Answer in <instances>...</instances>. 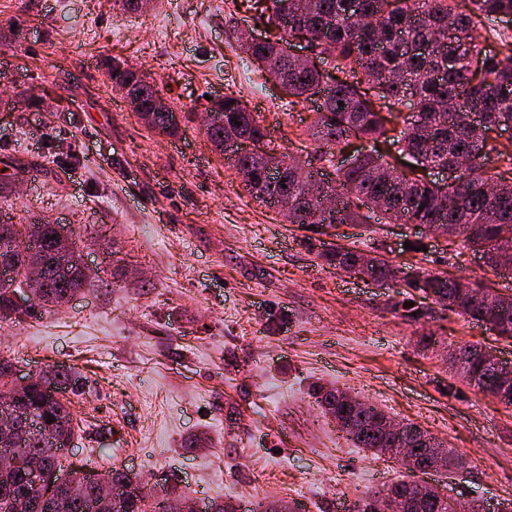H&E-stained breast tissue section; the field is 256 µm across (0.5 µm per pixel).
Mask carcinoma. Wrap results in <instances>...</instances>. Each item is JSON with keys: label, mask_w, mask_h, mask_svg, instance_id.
<instances>
[{"label": "carcinoma", "mask_w": 512, "mask_h": 512, "mask_svg": "<svg viewBox=\"0 0 512 512\" xmlns=\"http://www.w3.org/2000/svg\"><path fill=\"white\" fill-rule=\"evenodd\" d=\"M255 17L268 26L271 40L247 49L269 60L270 72L291 97L288 105L319 102L310 132L318 142L321 159L330 161L335 149L352 137L381 142L396 153L413 159L414 167H448L459 157L472 164L454 183L412 180L389 161L390 152L359 153L349 165L336 169L325 196L335 207L322 208L309 197L307 185L317 176L313 169L286 155L265 158L244 155L233 167L243 189L256 201L281 207L291 224H362L378 211L389 223L427 224L450 236L463 235L496 267L502 253L512 252V144L499 145L489 133L512 127V42L503 51L487 53L476 48L472 32L488 22L512 17V0H469L472 9L459 11L455 0H248ZM303 34L313 51L323 52V38L330 36L335 81L330 83L316 69L288 56V39ZM411 101L412 114L396 130L392 120L400 117L399 106ZM224 111L225 124L206 130L215 150L225 144L227 131L255 138L267 137L266 128L255 112L229 93L214 103ZM240 125H235V122ZM149 127L157 134L173 136L178 127L167 124L164 113H153ZM496 157L501 170L486 177L482 168ZM12 235H0V259L11 265L1 267L0 320L21 321L36 307L62 305L91 285L92 277L77 250L67 256L69 276L58 274L52 263L59 235L54 224L11 225ZM41 248L42 284L36 300L27 308L14 307L11 294L29 286L30 267L26 239ZM326 264L348 273H363L382 283L394 268L380 256L338 248L321 254ZM411 288L426 295L442 308L472 320L485 316L493 320L497 333L512 338V295H500L464 279L433 275L416 270ZM464 366L448 361V369L468 385L495 393L497 378L487 365L484 347H460ZM313 395L326 413L343 421L340 430L357 448L373 455H387L394 447L386 431L387 414L361 401L346 406L337 390L313 388ZM23 399L39 419H53L45 426L32 422L31 429L12 441L0 442V450L10 448L28 454L48 468L63 469L58 445L71 440L74 414L70 401L52 399L34 384ZM401 447L423 463L431 462L443 472L455 470L459 455L433 441L435 456L427 454L417 434L403 438ZM116 490L115 512H176L180 496L173 488L141 492L127 500L123 488L142 484L139 477L124 469L110 471ZM21 471H0V512H14L17 498L27 491ZM403 499L404 512H443L438 500L418 491L409 481H398L382 492H374L359 512H377L380 497ZM94 501L93 490L77 487L64 495L62 512H87Z\"/></svg>", "instance_id": "cac0c4a2"}]
</instances>
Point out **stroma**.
Segmentation results:
<instances>
[{"mask_svg": "<svg viewBox=\"0 0 512 512\" xmlns=\"http://www.w3.org/2000/svg\"><path fill=\"white\" fill-rule=\"evenodd\" d=\"M239 0H0V211L65 225L92 286L63 306L0 322L18 375L57 366L85 380L63 466L166 477L198 506L241 512L282 501L349 512L399 480L456 501L512 499V406L448 371L449 347L478 343L512 362V341L432 307L396 312L403 280L373 283L324 264L336 246L395 268L462 276L512 295L463 237L414 224H290L253 199L208 142L201 117L232 92L277 152L319 166L314 106H289L237 35ZM143 71L181 115L148 129L104 62ZM422 251H414V244ZM434 340L423 347L421 337ZM337 387L458 451L454 474H414L353 447L310 395Z\"/></svg>", "mask_w": 512, "mask_h": 512, "instance_id": "1", "label": "stroma"}]
</instances>
